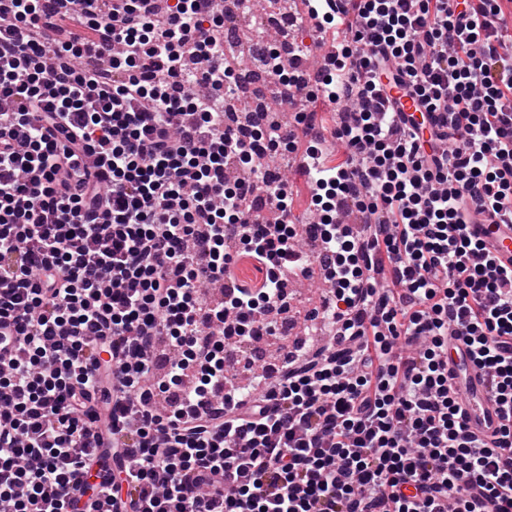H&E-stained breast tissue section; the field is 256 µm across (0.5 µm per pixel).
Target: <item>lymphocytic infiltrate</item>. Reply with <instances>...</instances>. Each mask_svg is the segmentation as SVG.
Segmentation results:
<instances>
[{
    "mask_svg": "<svg viewBox=\"0 0 512 512\" xmlns=\"http://www.w3.org/2000/svg\"><path fill=\"white\" fill-rule=\"evenodd\" d=\"M322 9L325 78L301 51L267 66L281 99L334 106L308 151L335 331L244 386L225 340L276 338L309 272L292 189L262 174L306 110L225 126L246 100L222 0H0L7 512H512V271L469 230L512 225V0ZM452 336L491 379L492 440L449 383Z\"/></svg>",
    "mask_w": 512,
    "mask_h": 512,
    "instance_id": "f902f5d3",
    "label": "lymphocytic infiltrate"
}]
</instances>
